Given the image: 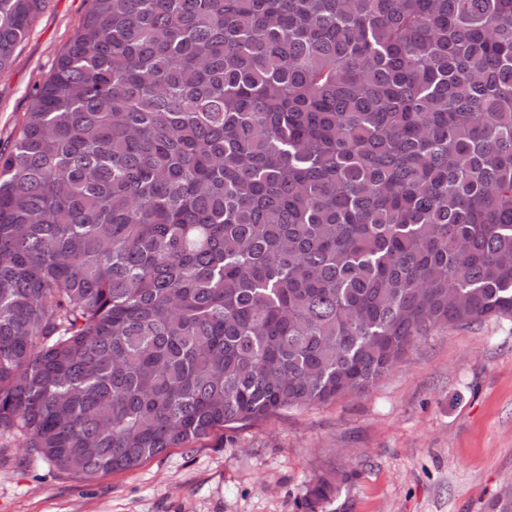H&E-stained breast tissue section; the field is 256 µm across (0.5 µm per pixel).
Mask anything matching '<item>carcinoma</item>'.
I'll use <instances>...</instances> for the list:
<instances>
[{
    "label": "carcinoma",
    "instance_id": "1",
    "mask_svg": "<svg viewBox=\"0 0 512 512\" xmlns=\"http://www.w3.org/2000/svg\"><path fill=\"white\" fill-rule=\"evenodd\" d=\"M44 2L0 0V72ZM490 316L512 0H90L0 153V449L67 477L362 393Z\"/></svg>",
    "mask_w": 512,
    "mask_h": 512
}]
</instances>
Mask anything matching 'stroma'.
Masks as SVG:
<instances>
[{"mask_svg":"<svg viewBox=\"0 0 512 512\" xmlns=\"http://www.w3.org/2000/svg\"><path fill=\"white\" fill-rule=\"evenodd\" d=\"M88 0H46L0 72V151L77 32ZM341 473L309 508L313 479ZM512 491V318L418 338L362 394L275 414L79 480L0 454V512H492Z\"/></svg>","mask_w":512,"mask_h":512,"instance_id":"1","label":"stroma"}]
</instances>
